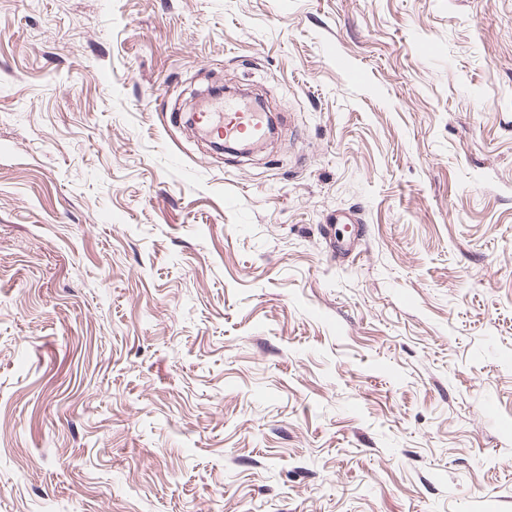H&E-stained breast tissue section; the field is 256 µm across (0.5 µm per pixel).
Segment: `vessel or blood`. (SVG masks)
<instances>
[{
    "mask_svg": "<svg viewBox=\"0 0 512 512\" xmlns=\"http://www.w3.org/2000/svg\"><path fill=\"white\" fill-rule=\"evenodd\" d=\"M192 122L207 139L244 147L264 141L271 126L267 113L258 111L243 97H230L202 107L193 113Z\"/></svg>",
    "mask_w": 512,
    "mask_h": 512,
    "instance_id": "obj_1",
    "label": "vessel or blood"
}]
</instances>
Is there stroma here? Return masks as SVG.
Segmentation results:
<instances>
[{
  "instance_id": "obj_1",
  "label": "stroma",
  "mask_w": 512,
  "mask_h": 512,
  "mask_svg": "<svg viewBox=\"0 0 512 512\" xmlns=\"http://www.w3.org/2000/svg\"><path fill=\"white\" fill-rule=\"evenodd\" d=\"M0 512H512V0H0ZM223 98L222 102L195 111L192 114L194 127L202 130L209 140H224L244 147L264 141L271 128L267 112H259L245 97L211 95V99Z\"/></svg>"
}]
</instances>
